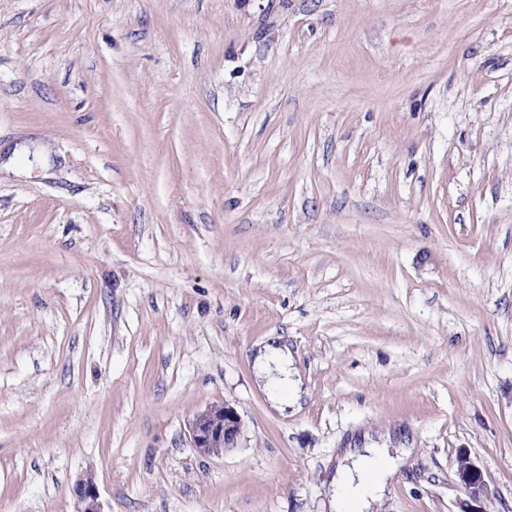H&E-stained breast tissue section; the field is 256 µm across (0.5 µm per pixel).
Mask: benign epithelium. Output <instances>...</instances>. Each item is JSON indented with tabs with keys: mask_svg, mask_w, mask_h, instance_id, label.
Segmentation results:
<instances>
[{
	"mask_svg": "<svg viewBox=\"0 0 512 512\" xmlns=\"http://www.w3.org/2000/svg\"><path fill=\"white\" fill-rule=\"evenodd\" d=\"M242 425V417L233 406L226 403L210 405L189 424L192 447L202 456H219L224 450L235 447ZM457 473L470 500L476 502L486 493L483 472L469 455H458ZM75 495L81 504L77 512H100L93 475L88 474L77 483Z\"/></svg>",
	"mask_w": 512,
	"mask_h": 512,
	"instance_id": "obj_1",
	"label": "benign epithelium"
}]
</instances>
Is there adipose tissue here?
<instances>
[{"label":"adipose tissue","mask_w":512,"mask_h":512,"mask_svg":"<svg viewBox=\"0 0 512 512\" xmlns=\"http://www.w3.org/2000/svg\"><path fill=\"white\" fill-rule=\"evenodd\" d=\"M292 358L287 342L280 336L269 337L254 354L258 377L273 408L280 412L300 398L301 382L295 377ZM397 466V459L384 456L380 449L356 451L352 465L340 467L336 473V512H369Z\"/></svg>","instance_id":"adipose-tissue-1"}]
</instances>
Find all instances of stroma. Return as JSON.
<instances>
[{
	"mask_svg": "<svg viewBox=\"0 0 512 512\" xmlns=\"http://www.w3.org/2000/svg\"><path fill=\"white\" fill-rule=\"evenodd\" d=\"M366 440L512 512V0H0V512H335ZM292 352L282 336H270L254 354L258 377L272 407L284 413L300 399L301 380L295 379ZM291 398V399H290ZM243 421L236 408L229 404H213L198 413L189 424L190 440L202 456H219L234 448ZM457 473L471 501H478L486 493L483 472L466 453H460L457 457ZM75 495L81 504L77 512H101L93 475H86L75 487Z\"/></svg>",
	"mask_w": 512,
	"mask_h": 512,
	"instance_id": "stroma-1",
	"label": "stroma"
}]
</instances>
